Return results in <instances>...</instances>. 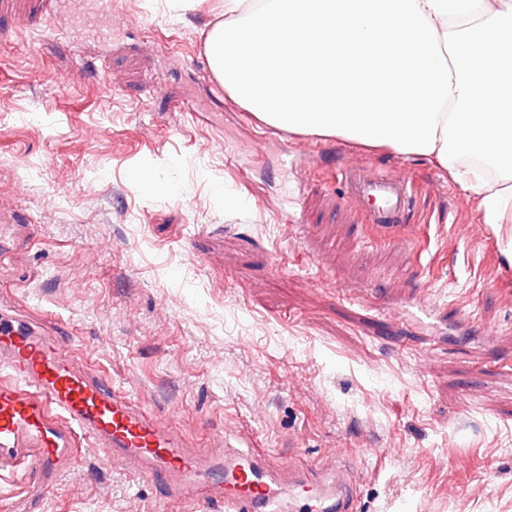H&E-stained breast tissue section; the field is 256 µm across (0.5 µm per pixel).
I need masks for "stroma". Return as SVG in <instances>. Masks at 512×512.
<instances>
[{"label":"stroma","instance_id":"stroma-1","mask_svg":"<svg viewBox=\"0 0 512 512\" xmlns=\"http://www.w3.org/2000/svg\"><path fill=\"white\" fill-rule=\"evenodd\" d=\"M45 2L0 0V307L62 331L189 447L223 433L268 469L346 467L358 512H512V269L474 199L425 158L246 112L206 58L224 0H111L99 23L131 24L105 55ZM344 165L414 178L428 246L375 242L309 177ZM40 499L209 512L97 448Z\"/></svg>","mask_w":512,"mask_h":512}]
</instances>
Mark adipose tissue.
<instances>
[{
    "label": "adipose tissue",
    "instance_id": "ef3b65f1",
    "mask_svg": "<svg viewBox=\"0 0 512 512\" xmlns=\"http://www.w3.org/2000/svg\"><path fill=\"white\" fill-rule=\"evenodd\" d=\"M224 0L206 56L267 125L431 159L512 265V0Z\"/></svg>",
    "mask_w": 512,
    "mask_h": 512
}]
</instances>
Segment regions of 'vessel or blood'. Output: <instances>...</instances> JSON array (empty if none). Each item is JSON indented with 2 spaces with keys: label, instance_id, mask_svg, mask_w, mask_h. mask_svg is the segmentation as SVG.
<instances>
[{
  "label": "vessel or blood",
  "instance_id": "1",
  "mask_svg": "<svg viewBox=\"0 0 512 512\" xmlns=\"http://www.w3.org/2000/svg\"><path fill=\"white\" fill-rule=\"evenodd\" d=\"M327 179L343 187L346 205L379 239L412 232L404 221L415 200L408 175L355 167ZM213 445L186 447L176 429L158 423L105 375L77 367L60 339L0 314V478L31 471L35 485H51L65 462L93 446L133 475L160 483L166 499L201 501L214 512L358 510L342 472L317 479L274 473L251 454L225 458L222 438Z\"/></svg>",
  "mask_w": 512,
  "mask_h": 512
}]
</instances>
